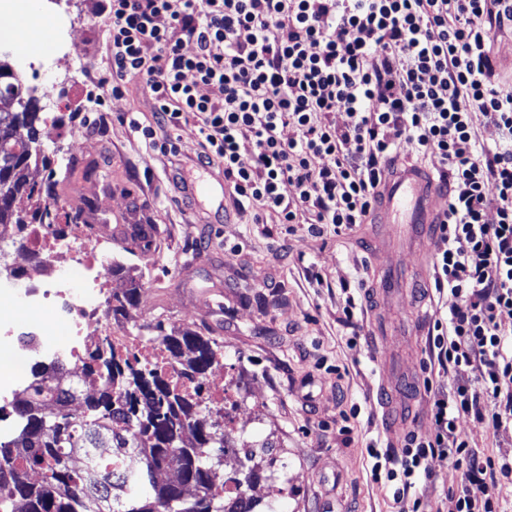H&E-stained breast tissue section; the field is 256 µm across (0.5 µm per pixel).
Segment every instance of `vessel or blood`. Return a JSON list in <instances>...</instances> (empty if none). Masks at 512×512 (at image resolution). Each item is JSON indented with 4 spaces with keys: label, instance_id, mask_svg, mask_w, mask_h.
<instances>
[{
    "label": "vessel or blood",
    "instance_id": "b4317fda",
    "mask_svg": "<svg viewBox=\"0 0 512 512\" xmlns=\"http://www.w3.org/2000/svg\"><path fill=\"white\" fill-rule=\"evenodd\" d=\"M439 195L438 186L423 171L395 164L384 178L382 196L374 211L377 238L399 239L413 250L431 249L429 227L440 221L435 205Z\"/></svg>",
    "mask_w": 512,
    "mask_h": 512
}]
</instances>
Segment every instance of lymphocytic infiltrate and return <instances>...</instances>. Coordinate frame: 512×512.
<instances>
[{"label":"lymphocytic infiltrate","mask_w":512,"mask_h":512,"mask_svg":"<svg viewBox=\"0 0 512 512\" xmlns=\"http://www.w3.org/2000/svg\"><path fill=\"white\" fill-rule=\"evenodd\" d=\"M101 10L103 85L119 96L140 83L156 117L141 133L162 152L177 153L178 130L195 120L199 158L222 167L237 208L339 237L369 223L389 166L436 160L448 206L432 279L455 303L429 345L470 375L434 390L432 432L408 433L386 475L399 503L445 456L462 473L448 512H505L497 479L512 477V459L474 449L458 421L512 433L500 323L512 314V82L492 53L512 0H102Z\"/></svg>","instance_id":"f902f5d3"}]
</instances>
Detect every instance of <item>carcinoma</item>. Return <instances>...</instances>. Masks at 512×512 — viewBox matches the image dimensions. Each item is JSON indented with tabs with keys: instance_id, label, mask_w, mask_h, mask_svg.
<instances>
[{
	"instance_id": "carcinoma-1",
	"label": "carcinoma",
	"mask_w": 512,
	"mask_h": 512,
	"mask_svg": "<svg viewBox=\"0 0 512 512\" xmlns=\"http://www.w3.org/2000/svg\"><path fill=\"white\" fill-rule=\"evenodd\" d=\"M9 58L0 52V224L22 229L21 203L38 193L24 171L39 153V108ZM154 332L172 368L203 381L216 362L215 340L168 333L160 323ZM84 368L99 388L81 418L70 412L75 390L60 383L55 410L45 412L39 371L35 386L12 403L23 446L0 442V512H259L258 501L231 499L215 487L233 444L226 428L208 421L212 407L202 392L186 396L164 373L118 358L105 344L88 354ZM122 452L137 465H118ZM244 456L231 479L246 491L256 471L253 452Z\"/></svg>"
}]
</instances>
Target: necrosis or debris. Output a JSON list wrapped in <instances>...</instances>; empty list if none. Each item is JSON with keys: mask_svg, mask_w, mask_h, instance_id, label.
<instances>
[{"mask_svg": "<svg viewBox=\"0 0 512 512\" xmlns=\"http://www.w3.org/2000/svg\"><path fill=\"white\" fill-rule=\"evenodd\" d=\"M7 237L25 262L0 275V352L30 368L61 366L77 374L92 344L108 341L122 355L140 348L141 337L112 315V290L102 274L111 231L72 224L60 237L54 225L33 224L22 235L16 225H1L0 241ZM77 267L85 272L78 281L72 277ZM23 310L30 320H19ZM52 323L67 329L66 341L51 339Z\"/></svg>", "mask_w": 512, "mask_h": 512, "instance_id": "obj_1", "label": "necrosis or debris"}]
</instances>
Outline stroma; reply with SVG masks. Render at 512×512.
<instances>
[{
    "label": "stroma",
    "mask_w": 512,
    "mask_h": 512,
    "mask_svg": "<svg viewBox=\"0 0 512 512\" xmlns=\"http://www.w3.org/2000/svg\"><path fill=\"white\" fill-rule=\"evenodd\" d=\"M66 16L39 10L13 41L36 42L43 112L84 144L85 169H68V141L40 127L50 167L31 162L29 180L55 182L58 223L82 210L111 225L116 239V292L138 289L124 319L167 332L193 330L215 339L224 382L237 407L234 456L256 447L260 477L251 491L272 512H396L389 482H374L369 448L402 451V434H428L431 399L425 380L452 386L455 373L429 363L428 330L452 296H422L414 279L432 275L430 253L392 243L373 255L368 227L345 237L289 235L281 224H258L255 209L235 212L224 171L197 161L194 122L178 132V153L145 141L128 121L154 124L152 101L138 83L122 96L87 99L103 70L107 20L100 0H66ZM87 112L99 125L87 134L73 121ZM148 226V239L137 235ZM384 265L389 299L378 309L343 313L346 298L362 300L364 275ZM396 382V409L385 414L378 388ZM270 451H263V444ZM434 480L420 491V512H448L446 493L461 472L432 460Z\"/></svg>",
    "instance_id": "obj_1"
}]
</instances>
